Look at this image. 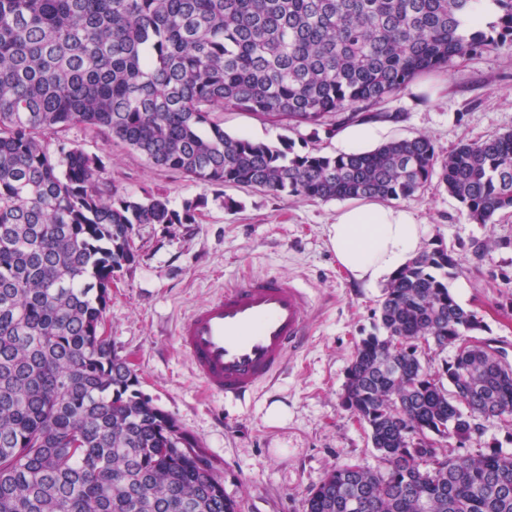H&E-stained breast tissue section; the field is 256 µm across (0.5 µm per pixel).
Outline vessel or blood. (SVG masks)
I'll list each match as a JSON object with an SVG mask.
<instances>
[{
	"instance_id": "1",
	"label": "vessel or blood",
	"mask_w": 512,
	"mask_h": 512,
	"mask_svg": "<svg viewBox=\"0 0 512 512\" xmlns=\"http://www.w3.org/2000/svg\"><path fill=\"white\" fill-rule=\"evenodd\" d=\"M310 305L293 281L242 276L192 308L177 326L176 343L211 398L242 403L303 345Z\"/></svg>"
}]
</instances>
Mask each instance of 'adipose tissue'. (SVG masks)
<instances>
[{
    "label": "adipose tissue",
    "instance_id": "adipose-tissue-1",
    "mask_svg": "<svg viewBox=\"0 0 512 512\" xmlns=\"http://www.w3.org/2000/svg\"><path fill=\"white\" fill-rule=\"evenodd\" d=\"M425 229L403 206L376 201L346 205L328 227V244L350 277L369 287L387 283L423 248Z\"/></svg>",
    "mask_w": 512,
    "mask_h": 512
}]
</instances>
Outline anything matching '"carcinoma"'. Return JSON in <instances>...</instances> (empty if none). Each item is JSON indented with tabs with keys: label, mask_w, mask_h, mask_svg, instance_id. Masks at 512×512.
I'll list each match as a JSON object with an SVG mask.
<instances>
[{
	"label": "carcinoma",
	"mask_w": 512,
	"mask_h": 512,
	"mask_svg": "<svg viewBox=\"0 0 512 512\" xmlns=\"http://www.w3.org/2000/svg\"><path fill=\"white\" fill-rule=\"evenodd\" d=\"M0 0V512H237L184 452L190 434L140 389L104 336L140 224H193L167 198L120 195L85 127L212 187L288 197L409 200L438 178L477 224L512 211V132L438 158L427 136L337 155L233 136L243 111L331 135L401 121L372 108L454 57L512 47V0ZM460 260L426 247L390 281L384 335L356 343L342 406L384 467L344 464L306 512H512V455L442 452L476 417L512 416V367L465 338ZM455 348L440 372L422 344Z\"/></svg>",
	"instance_id": "1"
}]
</instances>
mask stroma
<instances>
[{
	"label": "stroma",
	"instance_id": "1",
	"mask_svg": "<svg viewBox=\"0 0 512 512\" xmlns=\"http://www.w3.org/2000/svg\"><path fill=\"white\" fill-rule=\"evenodd\" d=\"M383 111L397 123H374L371 150L396 138L428 136L437 156L463 142L512 131V52L456 57L392 95ZM225 132L264 142L288 138L296 150L345 152L336 136L311 140L308 129L275 125L251 113H218ZM67 140L102 158L118 193L162 195L172 207L199 201L193 224H141L136 264L112 283L104 332L135 368L144 393L172 414L206 448L224 495L239 512H305L310 489L334 466L382 463L369 432L341 406L346 372L361 336L379 319L383 287L351 281L328 245L327 229L340 203L277 197L250 187L216 190L147 159L99 131L75 127ZM425 228L424 244L453 251L461 263L448 286L456 301L482 320L474 339L512 354V213L493 223L470 220L438 183L407 200ZM277 275L306 288L310 334L289 353L286 369L245 403L228 406L207 398L175 341L178 322L236 276ZM288 408L272 425V402ZM497 445L512 454V421L478 417L460 454Z\"/></svg>",
	"mask_w": 512,
	"mask_h": 512
}]
</instances>
